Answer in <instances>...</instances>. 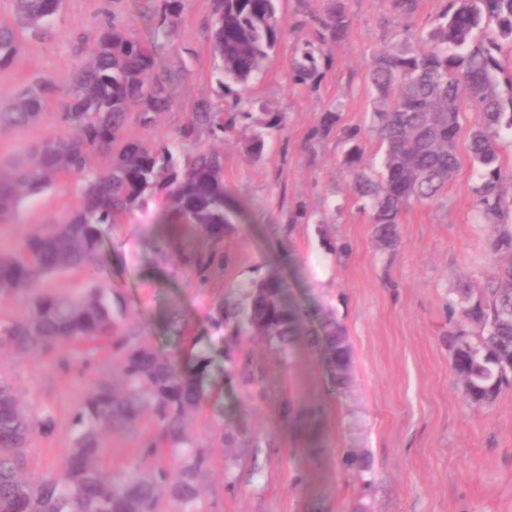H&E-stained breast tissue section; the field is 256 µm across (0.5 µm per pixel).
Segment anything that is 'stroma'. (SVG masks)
<instances>
[{
	"mask_svg": "<svg viewBox=\"0 0 512 512\" xmlns=\"http://www.w3.org/2000/svg\"><path fill=\"white\" fill-rule=\"evenodd\" d=\"M351 28L328 52L331 66L312 89L293 88L288 60L296 44L313 39L314 17L327 0H279L285 27L277 56L253 80L254 112H279L281 126L267 138L263 157L251 161L241 141L200 135L199 144L224 155V186L246 215L224 236V262L198 281L186 263L207 243L187 232L180 248L159 260L156 221L166 208L152 198L144 210L103 225L102 260L85 273H65L50 286L76 292L113 291L119 322L134 329L163 357L204 373L207 398L189 423L194 441L210 452L202 479L204 512H512V391L493 406L463 401L442 341L446 300L460 280L481 283L494 255L474 208L477 171L468 153L467 114L457 140L461 165L435 202L403 216L395 249L377 247L370 209L351 190L342 158L343 130H361L365 162L377 166L367 73L375 52L399 45L404 32L420 34L445 0H416L402 15L392 0H342ZM213 0H188L173 34L155 31L145 0H66L55 34L28 41L19 63L0 72V102L35 78L65 83L95 46L107 21L128 22L155 47L177 77L174 107L152 127L132 135L171 136L198 102L230 108L210 53ZM333 112V133L307 136L321 115ZM74 183L61 181L26 199L17 223L0 224V254L20 251L25 237L47 218L76 207ZM346 253H336L338 245ZM274 275L302 313L300 334L288 353L260 336H233L212 328L223 300H240L239 284ZM180 311L182 332L165 325ZM346 328L352 348L344 396L332 393L321 356L308 343L327 317ZM112 353L63 359L39 353L14 357L0 350V374L26 400L51 407L56 427L33 444L28 471H50L71 446L72 415L92 381L111 372ZM152 436L150 421L108 439L115 471L135 468ZM372 460L371 483L359 484L349 465Z\"/></svg>",
	"mask_w": 512,
	"mask_h": 512,
	"instance_id": "1",
	"label": "stroma"
}]
</instances>
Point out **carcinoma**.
<instances>
[{
	"label": "carcinoma",
	"mask_w": 512,
	"mask_h": 512,
	"mask_svg": "<svg viewBox=\"0 0 512 512\" xmlns=\"http://www.w3.org/2000/svg\"><path fill=\"white\" fill-rule=\"evenodd\" d=\"M186 2L151 0L153 27L174 32ZM13 5L18 26L0 27V72L24 55L27 34L44 38L52 33L63 0H13ZM314 21L315 39L296 46L289 60L296 87L317 84L331 63L327 46L343 40L351 28L342 0H331ZM282 38L278 0H214L211 53L236 111L201 101L175 137L144 140L127 132L130 122L150 127L173 108L174 75L115 18L102 28L65 90L37 80L17 90L0 111L1 135L38 124L52 102L58 104L61 122H77L76 132L66 128L32 145L18 162L0 159L1 224L16 222L24 199L61 180L79 188L74 210L52 221L49 230L27 236L21 253L0 254V294L27 300L21 317L0 321V347L18 357L52 355L110 339L120 379L116 384L107 375L93 381L74 412V439L66 456L51 472L31 476L32 439L53 431L55 419L49 408L21 399L0 377V512H162L170 502L178 512H197L209 455L194 445L187 421L204 402L201 373L208 361L198 359L196 374L183 373L140 336L119 331L112 290L69 294L44 280L93 266L102 249L100 226L143 209L159 193L166 197L167 210L157 254L167 258L173 235L191 226L211 245L209 253L189 258L202 275L239 211L224 188L223 154L186 149L204 131L219 140L237 133L250 158L262 157L267 132L279 127L282 116L267 112L256 123L247 88L271 63ZM503 40L512 43V0H446L414 41L372 58L367 79L378 168L363 164L359 131H343L348 145L343 165L352 189L369 201L373 239L392 249L400 240L403 214L414 204L435 201L448 188L459 166L460 119L467 112L477 115L469 142L479 173L472 193L496 262L481 285L467 282L448 297L445 335L452 374L472 407L490 406L512 391V199L505 194L512 168L502 164L499 146L501 132L512 131V79L499 78ZM503 80L511 93L507 100ZM333 125V116L326 114L309 139L329 136ZM102 154L111 156L107 168L96 163ZM240 290L242 301L220 305L215 323L235 336L250 332L288 349L299 334L301 313L284 301L283 283L267 275ZM311 344L322 355L331 386L345 388L353 351L344 327L327 320ZM146 415L156 426L145 450L153 465L144 472H114L106 462V437L135 429Z\"/></svg>",
	"instance_id": "1"
}]
</instances>
